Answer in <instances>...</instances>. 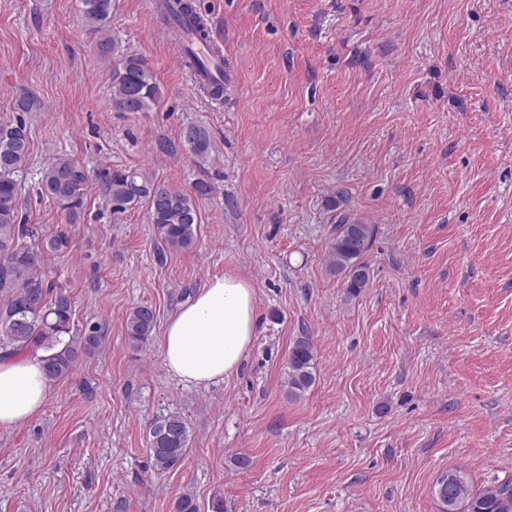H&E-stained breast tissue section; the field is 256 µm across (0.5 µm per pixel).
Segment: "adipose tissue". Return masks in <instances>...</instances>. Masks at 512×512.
Instances as JSON below:
<instances>
[{"label": "adipose tissue", "instance_id": "ef3b65f1", "mask_svg": "<svg viewBox=\"0 0 512 512\" xmlns=\"http://www.w3.org/2000/svg\"><path fill=\"white\" fill-rule=\"evenodd\" d=\"M256 324L252 284L231 273L213 277L167 321L159 343L162 360L194 387L226 379L244 361ZM49 390L40 356L0 361V427L38 415Z\"/></svg>", "mask_w": 512, "mask_h": 512}]
</instances>
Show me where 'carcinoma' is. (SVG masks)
<instances>
[{
	"label": "carcinoma",
	"mask_w": 512,
	"mask_h": 512,
	"mask_svg": "<svg viewBox=\"0 0 512 512\" xmlns=\"http://www.w3.org/2000/svg\"><path fill=\"white\" fill-rule=\"evenodd\" d=\"M88 24L107 44L112 0H81ZM160 98V88L145 59L124 56L112 70V107L118 112H147ZM26 123L21 118H0V330L10 354L44 352L45 376L58 381L72 374L84 352L99 344L101 327L92 325L78 335L73 332L72 303L62 289L54 290L43 279L46 257L68 251L72 246L68 230L60 229L41 244L24 240L38 235L37 228L24 222L22 193L18 181L29 156ZM196 138L187 143L196 158L205 161L211 152L208 131L195 127ZM88 183V172L68 156L55 157L41 172L40 193L76 208ZM215 187L199 179L185 191L159 182L139 169L117 171L106 181V194L115 209L125 210L141 203L148 206L152 224L164 245L189 250L197 242L200 215L195 199L212 195ZM375 229L360 219L343 217L325 257L328 271L340 276L352 294L369 281L363 261L370 250ZM157 316L149 305L134 307L126 317L125 332L138 346L148 341ZM315 349L311 337H296L288 350L286 386L288 396L298 398L313 385ZM190 443V426L183 416L170 413L156 419L148 431L150 458L155 468H178ZM440 512H512V478L476 491L462 470L442 474L433 485Z\"/></svg>",
	"instance_id": "carcinoma-1"
}]
</instances>
